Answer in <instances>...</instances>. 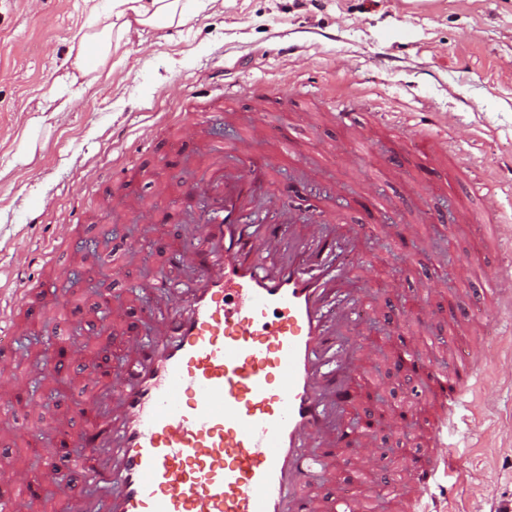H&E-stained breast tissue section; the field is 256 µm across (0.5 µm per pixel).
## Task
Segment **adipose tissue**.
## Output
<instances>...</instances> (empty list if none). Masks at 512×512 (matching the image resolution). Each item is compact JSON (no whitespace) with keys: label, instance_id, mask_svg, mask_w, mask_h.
<instances>
[{"label":"adipose tissue","instance_id":"adipose-tissue-1","mask_svg":"<svg viewBox=\"0 0 512 512\" xmlns=\"http://www.w3.org/2000/svg\"><path fill=\"white\" fill-rule=\"evenodd\" d=\"M204 0H112V22L99 27L96 16H89L77 49V69H84L87 52L105 62L114 43L131 33L162 30L184 25L190 11L203 7Z\"/></svg>","mask_w":512,"mask_h":512}]
</instances>
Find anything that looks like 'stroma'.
Listing matches in <instances>:
<instances>
[{
	"instance_id": "stroma-1",
	"label": "stroma",
	"mask_w": 512,
	"mask_h": 512,
	"mask_svg": "<svg viewBox=\"0 0 512 512\" xmlns=\"http://www.w3.org/2000/svg\"><path fill=\"white\" fill-rule=\"evenodd\" d=\"M92 13L108 24V0H0V289L18 304L14 375L24 387L0 401V420L18 429L7 450L14 465L42 471L70 426L55 388L35 386L29 366L64 340L108 342L80 311L122 312L147 337L140 284L186 286L151 242L194 231L197 210L184 193L208 159L170 144L199 128L229 147L265 124L286 205L335 209V235L361 225L376 195L421 210L412 231L394 223L368 234L349 263L364 339L378 353L367 368L378 397L357 400L355 413L397 390L392 354L413 337H431L428 364L447 367L448 306L458 304L465 322L489 312L480 277L498 250L458 221L479 209L472 172L492 176L500 213L512 218V0H215L183 26L123 40L86 86L71 78ZM256 84L269 90L264 102L247 95ZM353 95L371 105L360 117L370 142L346 166L337 158L355 133L332 122L328 103ZM441 115L448 141L431 166L401 128L431 132ZM116 197L133 211L109 224L102 206ZM152 207L178 211L180 223L139 222L136 210ZM129 242L139 249L115 277L106 247ZM52 245L64 272L36 318L24 291L37 286V256ZM420 306L427 320L399 319V308ZM485 341V382L452 451L449 512H512V332L492 327ZM424 440L417 428L377 431L373 480L395 478L406 449Z\"/></svg>"
}]
</instances>
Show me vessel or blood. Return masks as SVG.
I'll list each match as a JSON object with an SVG mask.
<instances>
[{
  "instance_id": "b4317fda",
  "label": "vessel or blood",
  "mask_w": 512,
  "mask_h": 512,
  "mask_svg": "<svg viewBox=\"0 0 512 512\" xmlns=\"http://www.w3.org/2000/svg\"><path fill=\"white\" fill-rule=\"evenodd\" d=\"M358 102L333 107L342 126L368 136L356 122ZM268 132L254 125L231 148L198 136L197 152L210 164L188 190L202 201V230L186 244L158 239L169 264L188 272V291L161 282L144 292L164 293L162 304L145 301L154 323L152 339L139 338L136 324L114 321L126 338L127 362L107 384L112 412L103 414L98 395L74 407L77 428L60 443L83 449L82 457L59 458L73 474L66 512H365L373 496L367 474L373 453L360 463L354 493L326 500L312 479L331 474L352 434L370 437L381 426H411L416 405L380 407L350 428L354 373L375 359L367 346L335 350L336 337L359 334L363 322L354 304L332 309L330 287L343 288L350 271L335 282L315 270L335 251L325 234L331 212L306 215L277 207L263 221L247 218L255 195L277 202L275 163L262 145ZM483 201L479 226L484 237L512 247V226L499 218L497 191L486 176L475 177ZM482 291L496 301L490 319L461 322L448 315L450 369L431 372L423 363L424 342L413 338L404 350L413 373L431 383V395L446 409L428 429L426 458L410 457L392 488L404 512H443L448 496L438 476L451 464L448 430L468 388L485 361L483 333L512 313V277L487 270ZM333 360H325L328 350ZM85 346L52 363V371L96 383L80 363ZM32 480L21 469L0 482V512H30Z\"/></svg>"
}]
</instances>
